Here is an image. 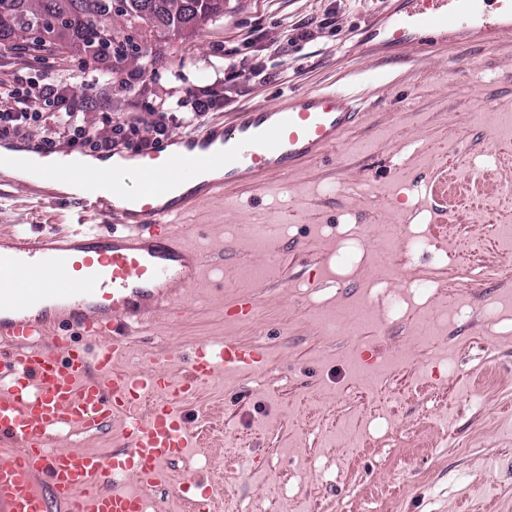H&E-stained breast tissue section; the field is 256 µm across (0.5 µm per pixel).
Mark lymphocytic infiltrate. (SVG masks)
Returning a JSON list of instances; mask_svg holds the SVG:
<instances>
[{
	"label": "lymphocytic infiltrate",
	"instance_id": "f902f5d3",
	"mask_svg": "<svg viewBox=\"0 0 512 512\" xmlns=\"http://www.w3.org/2000/svg\"><path fill=\"white\" fill-rule=\"evenodd\" d=\"M223 104V81H215L202 93L189 89L182 96L161 101L154 122L143 130L107 112L100 119H89V99L69 96L66 80L43 82L22 75L10 83L0 82V140L27 139L33 128L43 126L47 134L39 145L49 151L64 144L100 155L120 148L140 152L169 136L173 128H199Z\"/></svg>",
	"mask_w": 512,
	"mask_h": 512
}]
</instances>
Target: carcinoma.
I'll list each match as a JSON object with an SVG mask.
<instances>
[{
    "mask_svg": "<svg viewBox=\"0 0 512 512\" xmlns=\"http://www.w3.org/2000/svg\"><path fill=\"white\" fill-rule=\"evenodd\" d=\"M27 9L25 0H0V40L14 35L31 40L38 51H62L79 48L93 59L111 62L110 74L122 73L129 59H140L144 50L132 38L117 40L97 18L106 8V0H33ZM224 16V0H124L121 18L137 31L165 26L164 35L176 36L188 26L201 25Z\"/></svg>",
    "mask_w": 512,
    "mask_h": 512,
    "instance_id": "obj_1",
    "label": "carcinoma"
}]
</instances>
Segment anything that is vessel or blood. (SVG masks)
Listing matches in <instances>:
<instances>
[{
  "mask_svg": "<svg viewBox=\"0 0 512 512\" xmlns=\"http://www.w3.org/2000/svg\"><path fill=\"white\" fill-rule=\"evenodd\" d=\"M505 34L512 0H397L363 40L396 50ZM365 115L363 98L346 87L286 92L276 106L244 108L137 153V189L98 172L69 174L68 191L53 202L85 213L84 229L0 233V347L10 367L0 378V512H143L170 484L169 464L197 442L175 402L193 399L216 372L248 373L264 361L256 347L201 343L178 377L158 358L136 376L118 369L138 328L201 284L203 252L174 223L222 188H261L302 170ZM218 163L221 178L171 197L168 173L199 177ZM107 216L114 230L97 226ZM65 327L104 345L89 356L62 336ZM118 417L122 449L111 457L52 447L58 429L84 434Z\"/></svg>",
  "mask_w": 512,
  "mask_h": 512,
  "instance_id": "b4317fda",
  "label": "vessel or blood"
}]
</instances>
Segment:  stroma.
<instances>
[{
	"label": "stroma",
	"mask_w": 512,
	"mask_h": 512,
	"mask_svg": "<svg viewBox=\"0 0 512 512\" xmlns=\"http://www.w3.org/2000/svg\"><path fill=\"white\" fill-rule=\"evenodd\" d=\"M389 0H224V16L170 40L143 36L163 63L131 97L101 80L96 109L146 129L160 100L202 91L228 64L244 70L227 84L228 119L282 92L347 85L365 93V123L327 157L272 180L202 201L177 225L206 254L201 290L184 298L178 320L152 318L126 362L162 353L173 372L197 343L261 346L252 374L217 375L181 404L205 425L202 446L173 475L219 479L234 512H269L298 501L303 512H512V244L481 236L472 216L448 212V239L477 248L465 258L427 247L387 251L388 239H437L444 195H467L471 181L512 174L499 155L503 114H512V38L497 44L387 53L359 45ZM311 31L284 43V28ZM279 46L270 62V46ZM85 53L38 52L12 39L0 51V80L16 74L65 77L77 95ZM80 216L34 208L23 189L0 197V226L78 223ZM268 225L255 247L250 228ZM432 275L450 285L410 288ZM405 313L383 315L388 295ZM249 298L247 316L236 310ZM380 311L360 335L327 334L321 314L349 319ZM441 330L425 338L423 319Z\"/></svg>",
	"instance_id": "35a3bbf8"
}]
</instances>
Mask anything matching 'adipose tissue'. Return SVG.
I'll use <instances>...</instances> for the list:
<instances>
[{"instance_id": "ef3b65f1", "label": "adipose tissue", "mask_w": 512, "mask_h": 512, "mask_svg": "<svg viewBox=\"0 0 512 512\" xmlns=\"http://www.w3.org/2000/svg\"><path fill=\"white\" fill-rule=\"evenodd\" d=\"M57 167H65L74 171L104 170L123 177L134 176L137 171L135 162L118 158L97 160L72 154L41 161L23 151L0 148L1 175L10 179L25 181L41 189L64 193L68 190L67 184L62 181L51 180L49 177L50 171Z\"/></svg>"}]
</instances>
